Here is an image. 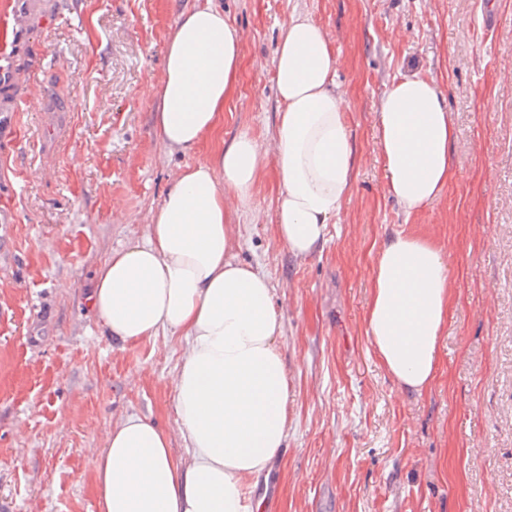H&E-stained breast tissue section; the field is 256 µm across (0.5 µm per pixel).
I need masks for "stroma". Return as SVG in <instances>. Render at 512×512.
I'll use <instances>...</instances> for the list:
<instances>
[{"instance_id":"stroma-1","label":"stroma","mask_w":512,"mask_h":512,"mask_svg":"<svg viewBox=\"0 0 512 512\" xmlns=\"http://www.w3.org/2000/svg\"><path fill=\"white\" fill-rule=\"evenodd\" d=\"M59 2L17 69L23 117L0 134V210L14 217L0 224V512H97L89 460L131 415L186 457L172 389L184 340H112L86 294L112 251L145 237L180 171L244 132L273 152L274 54L295 14L328 35L356 160L310 257L274 233L275 169L232 215L234 261L273 287L289 385L285 445L249 496L263 512H512V0H213L242 37L239 90L216 137L176 152L142 90L181 14L206 0ZM411 74L443 91L460 179L409 216L384 188L376 114ZM66 111L48 151L44 126ZM396 231L432 238L452 272L439 378L420 397L400 395L363 320L374 253Z\"/></svg>"}]
</instances>
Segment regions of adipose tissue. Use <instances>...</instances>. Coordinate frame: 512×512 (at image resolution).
<instances>
[{"label": "adipose tissue", "instance_id": "ef3b65f1", "mask_svg": "<svg viewBox=\"0 0 512 512\" xmlns=\"http://www.w3.org/2000/svg\"><path fill=\"white\" fill-rule=\"evenodd\" d=\"M241 62L237 30L211 0L177 21L163 78L146 89L158 101L156 125L170 150L213 135ZM336 65L324 28L292 16L274 59L283 105L274 162L251 134H240L217 150L215 163L180 172L145 239L99 267L88 302L112 338L186 342L172 386L189 458H176L168 434L149 419L132 415L107 428L103 450L89 461L98 512H262L245 490L287 436L282 322L268 278L231 258V211L250 207L272 165L281 185L278 239L302 258L326 242L349 196L356 155ZM377 125L385 189L405 214L419 212L457 178L440 88L418 75L393 81ZM449 277L432 239L397 232L375 252L367 335L402 395H424L436 383L453 305Z\"/></svg>", "mask_w": 512, "mask_h": 512}]
</instances>
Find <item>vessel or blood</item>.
Masks as SVG:
<instances>
[{
	"instance_id": "obj_1",
	"label": "vessel or blood",
	"mask_w": 512,
	"mask_h": 512,
	"mask_svg": "<svg viewBox=\"0 0 512 512\" xmlns=\"http://www.w3.org/2000/svg\"><path fill=\"white\" fill-rule=\"evenodd\" d=\"M47 0H0V127L20 121L23 100L16 87V67L26 51L25 39L49 22Z\"/></svg>"
}]
</instances>
